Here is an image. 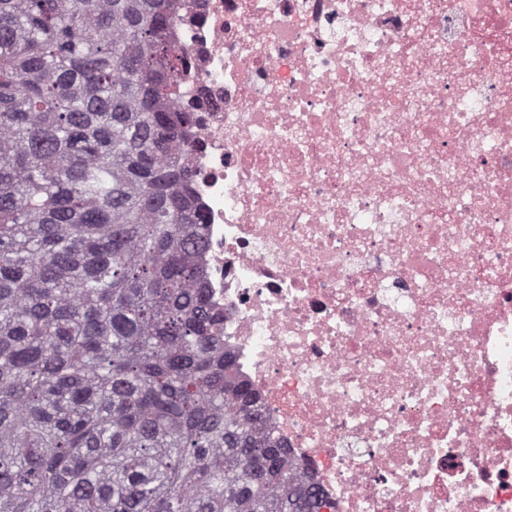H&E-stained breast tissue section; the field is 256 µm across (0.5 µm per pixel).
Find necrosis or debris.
<instances>
[{
	"label": "necrosis or debris",
	"mask_w": 512,
	"mask_h": 512,
	"mask_svg": "<svg viewBox=\"0 0 512 512\" xmlns=\"http://www.w3.org/2000/svg\"><path fill=\"white\" fill-rule=\"evenodd\" d=\"M224 347L321 512H512V0H176Z\"/></svg>",
	"instance_id": "necrosis-or-debris-1"
}]
</instances>
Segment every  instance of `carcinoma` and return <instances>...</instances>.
Instances as JSON below:
<instances>
[{
	"label": "carcinoma",
	"mask_w": 512,
	"mask_h": 512,
	"mask_svg": "<svg viewBox=\"0 0 512 512\" xmlns=\"http://www.w3.org/2000/svg\"><path fill=\"white\" fill-rule=\"evenodd\" d=\"M172 0H0V512H320L224 351Z\"/></svg>",
	"instance_id": "1"
}]
</instances>
